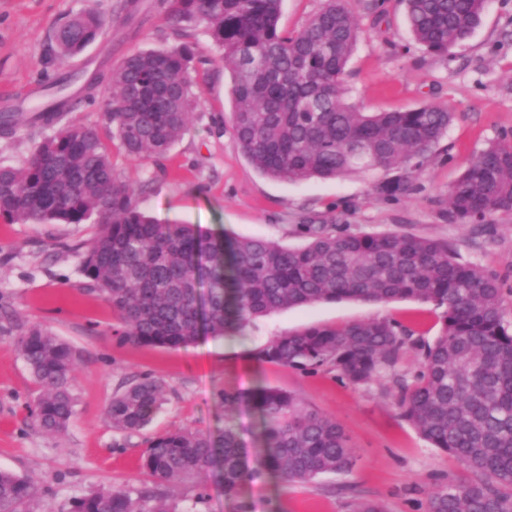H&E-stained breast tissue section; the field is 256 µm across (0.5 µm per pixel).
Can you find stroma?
Instances as JSON below:
<instances>
[{
  "label": "stroma",
  "instance_id": "35a3bbf8",
  "mask_svg": "<svg viewBox=\"0 0 512 512\" xmlns=\"http://www.w3.org/2000/svg\"><path fill=\"white\" fill-rule=\"evenodd\" d=\"M359 13L361 37L348 63L346 100L363 112H389L433 104L453 119L430 159L412 175V191L388 199L374 190L387 178L366 175L302 183L261 176L249 164L229 121L231 77L223 55L201 32L192 75L201 104L189 129L158 162L131 163L107 124L103 107L77 115L98 124L112 163L139 187L140 207L163 223L195 224L205 231L257 237L300 247V225L333 224L350 233L408 232L450 243L463 260L499 275L512 317V214L488 227L449 222L448 189L468 160L489 145L512 140V0H488L481 25L468 42L434 55L413 41L403 0H386L384 13ZM89 10L104 14V35L79 55L59 58L53 32ZM160 0H0V110L18 113L14 134L0 136V166H19L46 135L26 117L28 91L45 75L76 74L111 65L135 49L180 45ZM92 224H23L0 219V470L28 477L45 490L55 512L73 497L101 487H142L148 438L190 428L217 432L232 416L247 447L259 445L256 415L248 403L224 410V396L263 385L297 394L305 405L344 429L354 466L341 475L282 485L268 477L247 483L225 499L212 478L164 490L174 512H349L357 499L385 504L389 512H424L440 480L460 475L455 458L433 448L401 420L387 394L390 376L364 386L336 371L286 369L257 361L276 337L311 326H341L389 317L431 339L441 312L432 304L342 302L295 308L260 318L242 333L208 337L180 349L122 342L104 302L79 288L73 245L91 238ZM42 325L78 354L75 414L62 433L48 437L29 417L40 393L17 348L22 329ZM150 375L164 388L153 420L137 432L112 428L104 410L122 386Z\"/></svg>",
  "mask_w": 512,
  "mask_h": 512
}]
</instances>
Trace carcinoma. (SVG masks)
<instances>
[{"instance_id":"obj_1","label":"carcinoma","mask_w":512,"mask_h":512,"mask_svg":"<svg viewBox=\"0 0 512 512\" xmlns=\"http://www.w3.org/2000/svg\"><path fill=\"white\" fill-rule=\"evenodd\" d=\"M348 0H324L301 29L279 25L282 0H166L168 19L185 35L202 29L224 52L232 77V128L249 163L263 176L304 182L385 169L376 185L396 198L412 191V169L427 159L451 113L429 104L394 112H360L344 100L347 64L361 29ZM417 44L446 54L480 25L487 0H405ZM104 16L74 17L55 33L62 58L103 36ZM195 44L134 50L85 89L105 85V119L127 158L164 156L187 131L200 105L191 72ZM37 117L50 133L19 167H0V217L31 224H97L79 248L80 289L115 314L122 341L176 349L206 335L240 331L258 317L342 301L413 299L441 310L432 341L396 320L375 317L314 326L277 337L261 362L306 372L330 366L363 386L421 356L418 370L397 375L389 390L400 418L433 447L454 456L462 475L442 483L426 512H512V322L499 278L461 260L446 242L412 233L349 234L334 224H303L308 242L288 248L260 238L204 233L192 224H162L140 209L136 189L112 165L99 127L65 119L82 98L64 94ZM512 212V143L476 154L448 189V221L483 224ZM208 258L209 307L197 316L196 254ZM18 349L42 392L31 410L44 435L63 432L75 407L76 354L40 325L21 331ZM164 390L145 375L106 407L112 428L135 432L162 404ZM257 411L263 448L254 465L230 417L218 435L178 430L151 437L141 467L158 486L216 473L224 496L268 474L283 484L351 469L354 456L336 421L294 393L257 386L224 394ZM41 491L28 478L0 471V512H33ZM68 512H171L153 488H109L75 497Z\"/></svg>"}]
</instances>
